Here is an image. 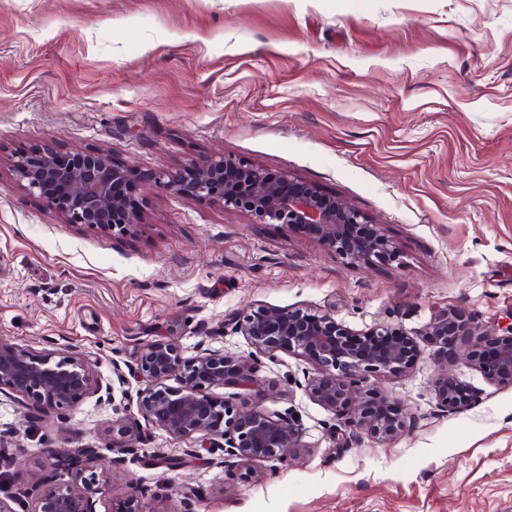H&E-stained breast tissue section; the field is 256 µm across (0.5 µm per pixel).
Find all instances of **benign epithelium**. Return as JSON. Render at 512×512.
I'll return each instance as SVG.
<instances>
[{
    "label": "benign epithelium",
    "mask_w": 512,
    "mask_h": 512,
    "mask_svg": "<svg viewBox=\"0 0 512 512\" xmlns=\"http://www.w3.org/2000/svg\"><path fill=\"white\" fill-rule=\"evenodd\" d=\"M10 179L41 198L68 224L122 235L144 223L140 206L143 185L136 172L117 165L104 152L57 151L42 147L8 159ZM288 178L232 157L192 160L174 173L161 172L153 186L160 192L205 199L225 209L248 215L256 224H283L290 230L314 233L347 263L366 268L394 261V246L382 225L371 223L345 199L308 184L301 193L282 185ZM224 328L246 337L255 352L273 355L288 350L310 359L314 373L304 378L306 394L340 422L339 431L353 438L365 430L380 441L400 432L403 423L375 408L381 399L365 386L371 377L405 374L411 368L414 341L398 324L379 323L356 333L330 315L303 310L261 307ZM426 334L443 345L459 344L456 358L471 365L490 381L512 387V329L499 330L474 321L460 311L434 315ZM118 383L136 377L146 383L137 406L122 431L141 434L140 422L175 440L198 439L224 456L249 464L289 455L300 447V429L289 415L262 408L272 387L255 375L249 359L202 348L185 360L176 343L155 339L140 346L132 362L115 364ZM180 376L181 388L165 385ZM215 387L247 392L254 406L242 409L212 394ZM101 391L86 359L68 349L49 352L0 342V394L26 399L28 408L49 412L60 406L83 403ZM440 405L458 412L470 403L448 369L438 380ZM197 455L185 448L160 461L179 468ZM94 448H75L55 457V467L74 475L65 485L44 492L38 512H90L85 489L98 481ZM113 512H152L135 485Z\"/></svg>",
    "instance_id": "7a95c632"
}]
</instances>
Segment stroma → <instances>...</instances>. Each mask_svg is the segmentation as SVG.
Segmentation results:
<instances>
[{
    "label": "stroma",
    "mask_w": 512,
    "mask_h": 512,
    "mask_svg": "<svg viewBox=\"0 0 512 512\" xmlns=\"http://www.w3.org/2000/svg\"><path fill=\"white\" fill-rule=\"evenodd\" d=\"M103 151L143 177L226 155L319 186L382 225L399 255L356 268L313 234L145 186V222L65 223L0 174V341L81 354L98 381L173 339L251 358L263 403L301 429L296 455L251 470L201 451L177 470L166 433L130 440L144 385L42 415L0 398L11 488L36 512L50 450L93 447L86 495L111 512L137 484L155 512H512V387L425 328L455 309L512 326V0H0V156ZM259 307L320 311L354 332L401 325L404 376L370 379L404 421L345 446L301 384L312 362L220 335ZM472 395L442 412V368Z\"/></svg>",
    "instance_id": "35a3bbf8"
}]
</instances>
